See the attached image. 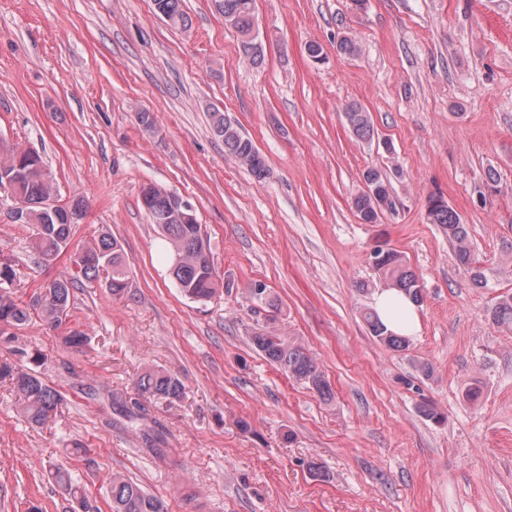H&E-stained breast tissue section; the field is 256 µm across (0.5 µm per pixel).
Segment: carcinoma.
I'll use <instances>...</instances> for the list:
<instances>
[{"instance_id":"obj_1","label":"carcinoma","mask_w":512,"mask_h":512,"mask_svg":"<svg viewBox=\"0 0 512 512\" xmlns=\"http://www.w3.org/2000/svg\"><path fill=\"white\" fill-rule=\"evenodd\" d=\"M156 11L172 26L189 27V18L182 9V0H153ZM254 0H212L216 10L224 15V22L242 36L241 51L251 63L264 60V49L252 37L255 15ZM346 123L352 134L361 141L374 137V125L369 112L355 103L344 109ZM213 133L224 142V153L247 168L253 176L263 178L267 173L264 156L254 142L222 112L211 114ZM370 192L360 191L352 197V209L363 224H375L381 216L395 207L391 181L379 169L370 167L363 174ZM15 184L26 210L25 224L33 228L31 249L42 261H50L68 249L72 228L84 212V201L74 198L62 206L56 215H48L42 202L54 190L51 172L41 155L33 150H12L0 158V188L6 183ZM140 202L150 223L158 226L165 237L171 256V273L181 293L194 302L205 304L223 294L224 280L218 275L210 248V240L202 225L183 224L171 219L172 203L168 191L152 183L141 189ZM427 221L437 225L448 237L457 262L468 272L472 284L484 287L486 278L478 258L471 247L468 225L440 195L429 197ZM379 262L374 265L379 281L386 288L404 292L415 304L424 301L423 288L414 271L397 252L378 249ZM75 272L70 277L47 281L26 301L14 297L16 271L12 265L0 264V325L19 327L25 325L35 313L48 325L63 323L70 312L71 293L78 284L94 281L100 271L108 273L107 288L115 298H121L129 288V264L124 249L117 238L104 234L94 245L74 254ZM499 327L512 332V295L500 297L489 312ZM363 320L370 335L382 345L396 350L407 349L409 339L386 330L374 310L363 312ZM251 342L264 357L276 365L291 381L310 390L321 401L334 399L330 382L319 369L307 349L295 340L284 336L275 327L267 325L252 333ZM9 381L16 397L20 415L33 426L46 424L51 414L61 405L56 389L48 385L33 368L23 369L8 361L0 363V382ZM134 395L117 401L119 407L136 422L148 418L149 405L154 399L174 402L182 399L185 386L180 378L162 368L149 367L133 383ZM166 437L154 428L144 433V443L156 457H161V446ZM47 476L64 498L84 505L86 492L83 484L67 468L53 466ZM110 512H167L164 500L144 490L120 473L109 480Z\"/></svg>"}]
</instances>
